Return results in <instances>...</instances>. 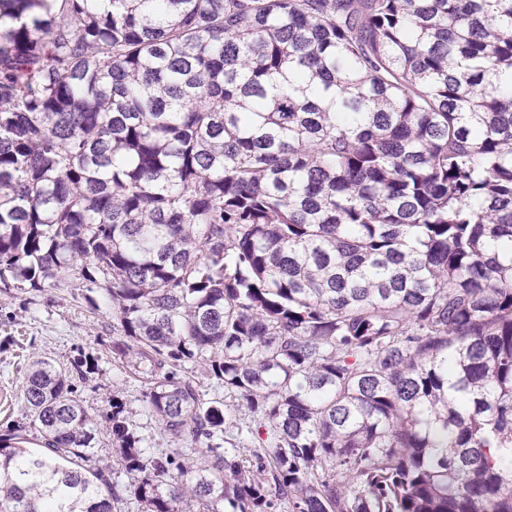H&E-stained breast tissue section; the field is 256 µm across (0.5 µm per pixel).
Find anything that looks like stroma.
I'll use <instances>...</instances> for the list:
<instances>
[{"label":"stroma","instance_id":"1","mask_svg":"<svg viewBox=\"0 0 512 512\" xmlns=\"http://www.w3.org/2000/svg\"><path fill=\"white\" fill-rule=\"evenodd\" d=\"M112 338L110 305L103 291L63 285L40 291L0 288V389L9 395L0 405V432L30 420L23 400L29 360L45 358L63 367L78 358L94 360L97 368L79 382L78 395L99 422L98 457L110 466L113 482L124 487L131 478L116 465L111 429L103 421L113 393L126 399L131 418L151 451H168L171 442L159 432L139 382L127 377L113 361Z\"/></svg>","mask_w":512,"mask_h":512}]
</instances>
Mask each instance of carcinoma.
<instances>
[{
    "mask_svg": "<svg viewBox=\"0 0 512 512\" xmlns=\"http://www.w3.org/2000/svg\"><path fill=\"white\" fill-rule=\"evenodd\" d=\"M7 282L108 295L141 512H512V0H0ZM86 366L0 512H120Z\"/></svg>",
    "mask_w": 512,
    "mask_h": 512,
    "instance_id": "cac0c4a2",
    "label": "carcinoma"
}]
</instances>
